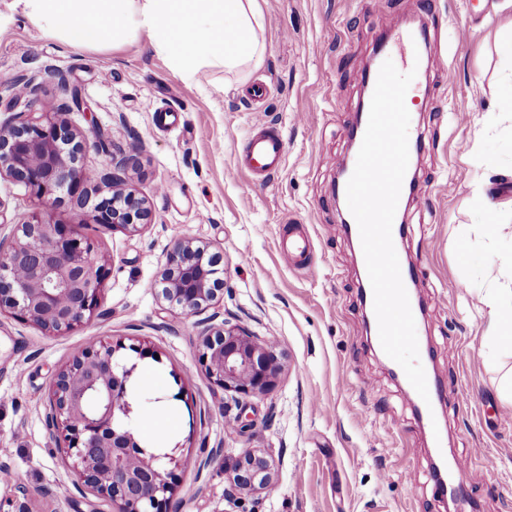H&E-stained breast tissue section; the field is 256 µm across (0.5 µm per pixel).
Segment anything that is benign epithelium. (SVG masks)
I'll list each match as a JSON object with an SVG mask.
<instances>
[{"label":"benign epithelium","instance_id":"1","mask_svg":"<svg viewBox=\"0 0 512 512\" xmlns=\"http://www.w3.org/2000/svg\"><path fill=\"white\" fill-rule=\"evenodd\" d=\"M92 149L107 157L103 168L82 162ZM132 156L117 158L107 144L77 137L49 103L30 104L13 121L0 124V177L23 185L42 210L14 225L13 236L0 237V312L34 323L53 335L76 330L100 303L107 262L82 232L88 223L137 232L150 221L146 201L120 189L89 205L97 180L116 186ZM67 199L79 220L62 223L53 207ZM221 261L210 246L182 239L165 255L161 295L187 313L214 302L224 285L214 279L212 264ZM122 342L83 347L56 375L46 420L62 428L56 445L73 459L78 482L106 498L115 512H167L177 464L168 453L148 451L135 435L131 379L138 363L120 355ZM138 359H155L157 351L132 346ZM200 358L220 387L240 394H260L273 384L280 366L276 348L261 343L241 327H213L202 336ZM276 487L271 466L260 453L247 451L230 479L228 494H268Z\"/></svg>","mask_w":512,"mask_h":512}]
</instances>
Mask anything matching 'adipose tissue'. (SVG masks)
I'll return each mask as SVG.
<instances>
[{
	"label": "adipose tissue",
	"instance_id": "obj_1",
	"mask_svg": "<svg viewBox=\"0 0 512 512\" xmlns=\"http://www.w3.org/2000/svg\"><path fill=\"white\" fill-rule=\"evenodd\" d=\"M73 50L142 39L186 80L204 66L240 70L265 54L257 0H12Z\"/></svg>",
	"mask_w": 512,
	"mask_h": 512
}]
</instances>
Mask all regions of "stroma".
Listing matches in <instances>:
<instances>
[{"label": "stroma", "mask_w": 512, "mask_h": 512, "mask_svg": "<svg viewBox=\"0 0 512 512\" xmlns=\"http://www.w3.org/2000/svg\"><path fill=\"white\" fill-rule=\"evenodd\" d=\"M467 2L432 6L429 99L416 115L424 142L400 240L425 308L417 340L430 346L447 410L438 444L374 347L358 257L332 192L338 164L350 159L357 75L380 32L412 16L413 0H259L262 64L204 67L189 81L143 41L75 51L0 5V124L26 109L11 101L16 76L53 104L79 95L72 129L135 155L124 187L152 210L136 233L85 228L109 273L95 317L79 330L52 336L0 314V465L17 477L0 481V512H113L77 484L46 406L79 350L117 339L160 356L140 362L131 393L142 445L179 461L169 512H448L430 468L442 447L470 462L455 478L468 512H512V396L503 388L512 357L497 351L483 304L512 273V122L499 118L507 108L499 45L512 37V0H479L473 10ZM259 84L268 94L257 101L250 92ZM260 115L287 148L263 183L234 170ZM481 186L502 214L490 232L475 200ZM0 202L5 235L41 208L6 177ZM294 229L312 239L310 270L279 246ZM183 238L211 245L224 270L218 302L189 315L158 286L168 247ZM221 323L276 345L281 369L265 394L237 403L208 378L201 338ZM238 414L249 431L230 427ZM155 419L162 426L153 431ZM248 450L270 460L277 492L229 500L228 478Z\"/></svg>", "instance_id": "1"}]
</instances>
